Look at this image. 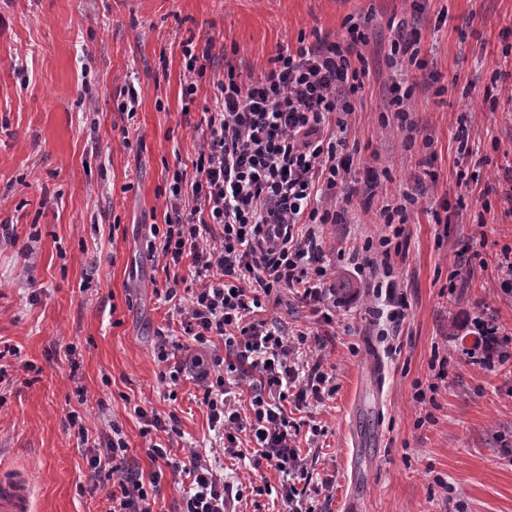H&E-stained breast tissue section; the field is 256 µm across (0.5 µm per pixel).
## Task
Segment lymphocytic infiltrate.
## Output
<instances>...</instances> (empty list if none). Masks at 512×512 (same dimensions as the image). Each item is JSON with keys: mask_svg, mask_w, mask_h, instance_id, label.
I'll use <instances>...</instances> for the list:
<instances>
[{"mask_svg": "<svg viewBox=\"0 0 512 512\" xmlns=\"http://www.w3.org/2000/svg\"><path fill=\"white\" fill-rule=\"evenodd\" d=\"M343 27L336 41L301 36L278 46L260 76L227 69L204 109L195 176L174 170L163 190L164 222L152 227V255L166 274L159 297L176 315L153 349L158 378L172 401L184 381L197 387L209 426L219 433L218 454L244 463L249 479L226 480L194 448L172 457L162 437L174 433L176 413L134 409L149 472L130 457L117 421L93 439L68 415L89 450L88 482L106 490L107 512H153L168 477L185 484L178 512H235L248 494L276 495L286 512H323L320 500L332 477L315 476L318 458L300 445L317 443L325 429L295 420L285 406L309 409L336 394V378L324 368L337 302L323 231L340 223L337 204L356 191L348 132L353 101L369 76L364 22L349 17ZM420 43L417 31L396 23L390 48L396 79L382 110L409 133L413 93L404 78L426 65ZM213 49L209 39L184 42V104L199 96ZM424 193L423 177L413 176L400 198L382 199L381 231L353 236L336 252L365 280L368 311L381 321L385 339L399 335L407 316L397 264L409 248L408 211ZM286 290L309 307L316 329L289 332L267 317ZM459 329L470 364L492 370L512 360V337L494 319L469 314ZM242 391L243 410L231 403ZM269 471L280 476L279 486L257 482Z\"/></svg>", "mask_w": 512, "mask_h": 512, "instance_id": "1", "label": "lymphocytic infiltrate"}]
</instances>
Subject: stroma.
Instances as JSON below:
<instances>
[{"mask_svg": "<svg viewBox=\"0 0 512 512\" xmlns=\"http://www.w3.org/2000/svg\"><path fill=\"white\" fill-rule=\"evenodd\" d=\"M350 15L367 21L370 69L350 133L358 193L343 223L325 227V247L378 230L381 201L367 197V169L389 171L381 187L393 197L426 156L439 179L409 213L399 278L410 307L397 352L381 343L364 298L336 316L326 362L336 396L313 411L327 429L321 459L333 476L325 509L345 512L355 493L364 512H512V457L503 452L512 444V364L482 370L453 342L458 322L480 309L512 336V296L474 259L483 247L472 224L450 223L443 237L432 219L442 200H464L469 215L484 218L487 253L512 247V202L499 188L512 164V100L485 98L492 79L512 88V0H423L418 10L413 0H0V224L11 231L0 240V341L20 350L0 360V463L30 469L37 512L106 510L105 489L86 480V450L68 411L92 431L106 419L121 422L147 471L133 404L176 412L173 454L189 443L212 453L195 386L164 399L152 357L169 316L157 296L165 275L147 247L150 227L164 221L169 174L194 171L203 117L202 102L182 107L183 42L209 38L220 49L207 72L208 99L228 67L260 75L278 46L302 35L337 38ZM395 19L418 29L427 62L409 77L416 133L408 149L380 112ZM130 85L139 106L126 149L113 107ZM461 126L486 164L460 160ZM436 347L450 357L448 384L427 422L412 383L428 379ZM374 358L386 373L381 410L352 416Z\"/></svg>", "mask_w": 512, "mask_h": 512, "instance_id": "35a3bbf8", "label": "stroma"}]
</instances>
